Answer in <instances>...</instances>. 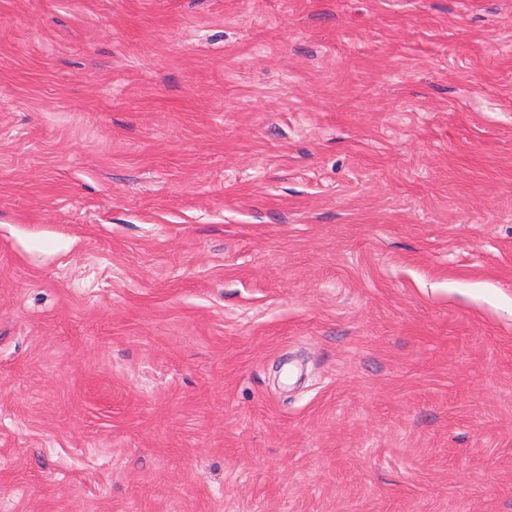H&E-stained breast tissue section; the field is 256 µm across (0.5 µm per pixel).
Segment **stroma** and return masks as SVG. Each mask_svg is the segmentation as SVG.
Listing matches in <instances>:
<instances>
[{
	"label": "stroma",
	"mask_w": 512,
	"mask_h": 512,
	"mask_svg": "<svg viewBox=\"0 0 512 512\" xmlns=\"http://www.w3.org/2000/svg\"><path fill=\"white\" fill-rule=\"evenodd\" d=\"M0 512H512V0H0Z\"/></svg>",
	"instance_id": "stroma-1"
}]
</instances>
